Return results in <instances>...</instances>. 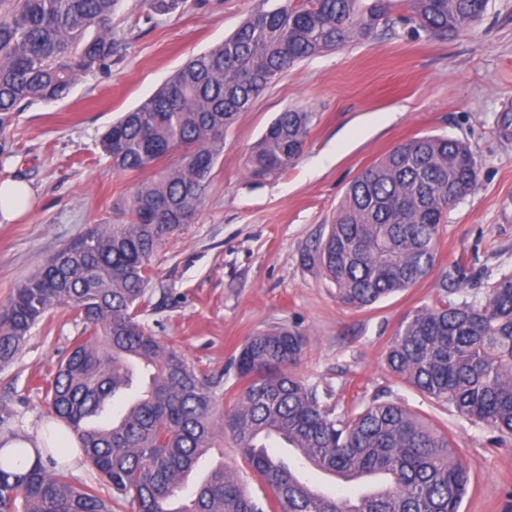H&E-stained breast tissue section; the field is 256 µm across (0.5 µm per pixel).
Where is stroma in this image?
<instances>
[{"instance_id": "1", "label": "stroma", "mask_w": 512, "mask_h": 512, "mask_svg": "<svg viewBox=\"0 0 512 512\" xmlns=\"http://www.w3.org/2000/svg\"><path fill=\"white\" fill-rule=\"evenodd\" d=\"M264 0H184L148 17L143 0H121L112 16L111 74L80 77L61 101L15 113L12 155L0 180L29 184L30 212L0 223V308L44 260L93 224L138 181L114 173L100 138L121 113L150 97L191 55L223 42ZM318 119L300 158L279 176L251 178L246 154L290 107ZM422 135L466 142L476 192L448 212L434 270L416 286L364 309L336 299L335 285L301 256L328 226L348 184L399 143ZM512 269V0H489L470 31L439 41L398 23L370 39L304 60L273 81L224 133V151L193 223L152 259L141 315L162 342L220 384L225 406L245 385L234 359L247 336L301 331L295 373L324 405L343 412L384 393L448 429L471 483L460 512H512V444L440 411L396 377L384 354L410 310L434 303L441 283L483 295ZM78 334L57 305L14 361L0 367V419L15 433L46 419L42 389Z\"/></svg>"}]
</instances>
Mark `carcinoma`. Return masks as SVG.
<instances>
[{"label": "carcinoma", "mask_w": 512, "mask_h": 512, "mask_svg": "<svg viewBox=\"0 0 512 512\" xmlns=\"http://www.w3.org/2000/svg\"><path fill=\"white\" fill-rule=\"evenodd\" d=\"M120 0H0V156L11 116L68 97L79 77L112 66V15ZM402 4L432 39L472 28L488 0H280L232 35L190 57L136 108L112 122L101 149L118 174L142 176L112 208L58 249L0 310V366L12 362L55 305L71 308L78 336L45 388L50 417L68 426L112 498L134 512H459L470 475L448 434L376 395L336 413L293 368L307 339L287 327L248 337L235 359L246 384L224 410L217 382L139 320L155 253L204 205L224 130L282 73L323 52L373 36ZM181 0H145L148 17ZM316 113L289 108L246 158L250 177L285 171L303 154ZM478 184L473 151L458 139L414 137L349 185L325 238L302 255L336 286L342 305L363 309L414 287L434 269L448 210ZM404 316L386 352L388 369L441 410L512 438V270L481 301L448 298ZM231 433L248 475L226 467L186 479ZM293 449L290 465L270 448ZM19 473L0 459V512H111L91 486L73 485L47 448ZM385 470L390 487L355 499L318 495L298 469Z\"/></svg>", "instance_id": "obj_1"}]
</instances>
